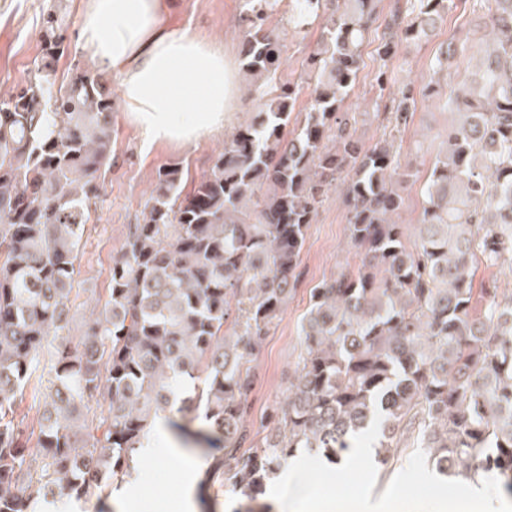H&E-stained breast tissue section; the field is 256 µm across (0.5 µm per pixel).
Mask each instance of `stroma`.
Segmentation results:
<instances>
[{
	"mask_svg": "<svg viewBox=\"0 0 512 512\" xmlns=\"http://www.w3.org/2000/svg\"><path fill=\"white\" fill-rule=\"evenodd\" d=\"M44 0H0V90H9L23 81L39 55L40 18ZM240 0H174L168 25L224 46L232 57H239L246 32L239 21ZM284 44L279 81L300 80L307 70V59L321 38L322 25L314 23L296 32L287 12L271 18ZM468 11L456 6L449 10L434 35L426 42L408 48L412 61L410 80L416 88L432 76L431 63L441 46L458 41L473 28ZM384 28L383 21L372 24L363 47L364 67L358 74L350 111L359 113L358 134L365 144L375 143L383 128L375 116L373 88L376 64L372 54ZM453 120L444 99L417 95L412 120L395 135L399 159L412 176L404 183V206L400 223H418L424 206V185L441 147L443 136ZM224 145L223 134L207 133L190 145L145 143L127 113L114 111L112 150L114 162L102 184V202L80 242L77 272L71 293L77 324L89 318L86 302L105 293L109 269L119 252L128 224L134 223L151 190L156 169L178 163L190 177H199L213 154ZM358 258L348 240L347 213L341 192L329 193L311 224L301 254L296 290L281 320L266 337L254 363L256 384L249 397V422L260 427L271 406L282 398L300 351L298 325L308 306L309 290L338 268L356 265ZM208 466L207 453L195 449L184 454L158 447L144 458L133 481L141 488L126 512H181L182 491L192 497L191 512H232L236 505L231 494H207L198 499L199 482Z\"/></svg>",
	"mask_w": 512,
	"mask_h": 512,
	"instance_id": "35a3bbf8",
	"label": "stroma"
}]
</instances>
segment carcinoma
Wrapping results in <instances>:
<instances>
[{
    "label": "carcinoma",
    "mask_w": 512,
    "mask_h": 512,
    "mask_svg": "<svg viewBox=\"0 0 512 512\" xmlns=\"http://www.w3.org/2000/svg\"><path fill=\"white\" fill-rule=\"evenodd\" d=\"M283 0H243L241 71L255 112L185 189L180 164L156 169L128 225L94 318L71 333L80 241L112 166V86L81 60L66 75V0L43 12L40 62L0 95V512L40 501L102 500L141 465L155 423L219 443L200 487L229 491L234 512H271L268 485L300 450L336 463L382 414V464L417 433L428 462L465 480L492 475L512 497V296L476 308L478 267L512 270V0H463L485 41L472 79L448 86L457 114L427 179L414 238L398 222L411 176L394 155L415 88L403 47L427 40L453 0H394L376 47L377 98L390 134L367 147L347 102L381 0H290L296 32L325 20L314 82L279 84ZM464 48L433 63L449 72ZM293 128H288V125ZM342 187L361 264L309 292L286 394L247 424L252 363L295 292L309 225ZM51 375L42 386L44 375ZM39 396L38 430L16 420ZM34 445H29V442Z\"/></svg>",
    "instance_id": "1"
}]
</instances>
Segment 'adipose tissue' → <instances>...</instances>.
<instances>
[{
    "label": "adipose tissue",
    "instance_id": "obj_1",
    "mask_svg": "<svg viewBox=\"0 0 512 512\" xmlns=\"http://www.w3.org/2000/svg\"><path fill=\"white\" fill-rule=\"evenodd\" d=\"M167 12L168 0H83L76 38L146 141L190 145L239 111L236 68L222 46L170 29Z\"/></svg>",
    "mask_w": 512,
    "mask_h": 512
}]
</instances>
